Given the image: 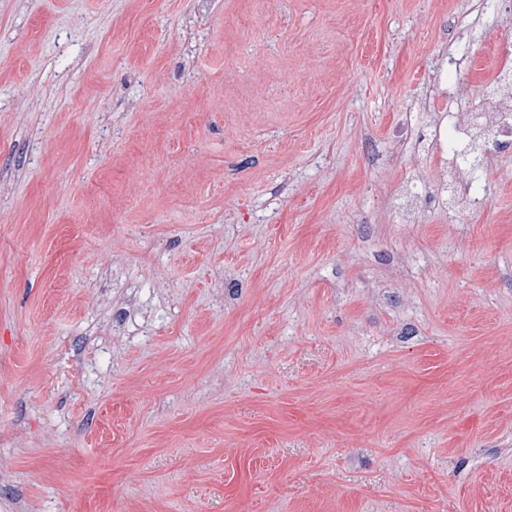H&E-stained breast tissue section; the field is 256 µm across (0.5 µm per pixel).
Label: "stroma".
Masks as SVG:
<instances>
[{
    "instance_id": "35a3bbf8",
    "label": "stroma",
    "mask_w": 512,
    "mask_h": 512,
    "mask_svg": "<svg viewBox=\"0 0 512 512\" xmlns=\"http://www.w3.org/2000/svg\"><path fill=\"white\" fill-rule=\"evenodd\" d=\"M512 0H0V512H512Z\"/></svg>"
}]
</instances>
